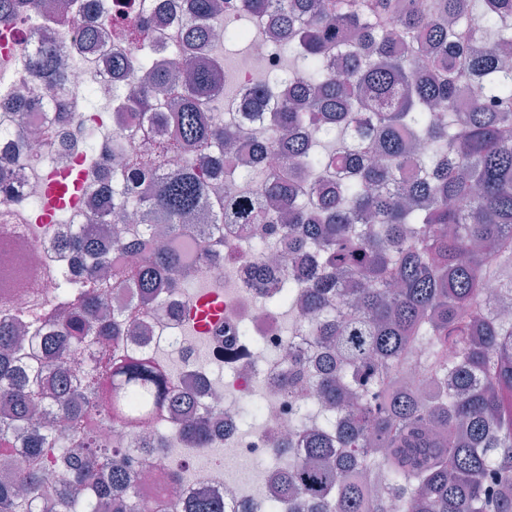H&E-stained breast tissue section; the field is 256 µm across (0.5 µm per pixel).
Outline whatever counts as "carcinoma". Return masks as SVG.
Returning <instances> with one entry per match:
<instances>
[{"instance_id":"1","label":"carcinoma","mask_w":512,"mask_h":512,"mask_svg":"<svg viewBox=\"0 0 512 512\" xmlns=\"http://www.w3.org/2000/svg\"><path fill=\"white\" fill-rule=\"evenodd\" d=\"M187 45L213 42L224 0H184ZM224 48L250 21L277 13L288 66L243 111L280 130L283 168L260 196L206 198L215 174L234 182L224 148L239 133L206 113L224 102V66L187 69L143 55L116 63L121 108L168 135L112 172L121 216L155 173L141 224L100 242L84 224L62 245L85 275L63 267L59 309L0 305V512H225L220 501L137 499L128 449L105 432L194 409L169 368L127 339L138 309L109 313L138 284L142 303L192 279L188 257L224 247V225L288 229L309 254L295 270L301 328L321 350L308 384L320 408L302 422L307 453L272 477L288 512H512V0H239ZM485 50L474 51V26ZM341 57V72L330 60ZM53 106L58 52L34 58ZM475 88L468 111L460 102ZM197 159L167 169L170 157ZM75 357L89 358L71 371ZM432 378L420 393L412 373ZM67 421L60 431L41 415ZM210 444L193 416L180 430ZM65 455L46 465L58 443Z\"/></svg>"}]
</instances>
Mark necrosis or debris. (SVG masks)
I'll return each mask as SVG.
<instances>
[{
    "instance_id": "obj_1",
    "label": "necrosis or debris",
    "mask_w": 512,
    "mask_h": 512,
    "mask_svg": "<svg viewBox=\"0 0 512 512\" xmlns=\"http://www.w3.org/2000/svg\"><path fill=\"white\" fill-rule=\"evenodd\" d=\"M101 10L86 12L82 0H74L66 22L44 10L22 12L0 20V173H6L12 188L0 203V301L22 310L35 301L47 302L56 293V282L46 273L56 264L53 250L78 225L91 221L112 226L111 214L94 210L98 195L111 188L112 166L118 156L115 144L126 124L115 108L86 110L90 98L104 93L123 92L112 67L111 53H138L136 43L114 44L112 48L89 53L78 37L80 29L91 27L102 40L116 30L148 20L152 47L167 51L179 41L186 21L180 0H100ZM277 17L267 16L258 24L256 34L231 67L224 70V81L234 84L239 95L249 94L264 83L268 73L283 64L277 45ZM51 40L62 46L68 61L63 102L70 116L54 137L44 133L39 115L46 107L42 99V81L27 62L41 42ZM27 98L28 111L34 112L25 129L31 141L30 154L13 150L15 133L12 113L20 98ZM107 128L111 141L99 143L86 153L83 143L89 131ZM81 178L75 205L59 212H48L47 189L66 175ZM225 258L216 264L199 263L192 296L176 292L165 295L162 310L145 307L138 323L140 334L131 339L134 349L158 352L180 388L201 398L213 389H221L224 401L211 409L213 445L205 457L192 465L193 477L187 483H171L170 471L180 464L166 455L163 467L148 475L138 494L152 498L167 491L192 498L220 499L226 512H287L283 502L268 497L254 498L257 485L266 483L270 469L280 466L277 451L281 436L296 430L313 395L298 398L281 390L285 375L279 357L286 344L306 350L308 337L287 340L284 314L268 309L257 292L250 271L260 258L249 247L240 245L237 235H229ZM210 296L221 298V311L202 325L198 336L185 332L191 312ZM245 349L236 362L225 365L223 379H215L204 368V360L218 359L224 349Z\"/></svg>"
}]
</instances>
